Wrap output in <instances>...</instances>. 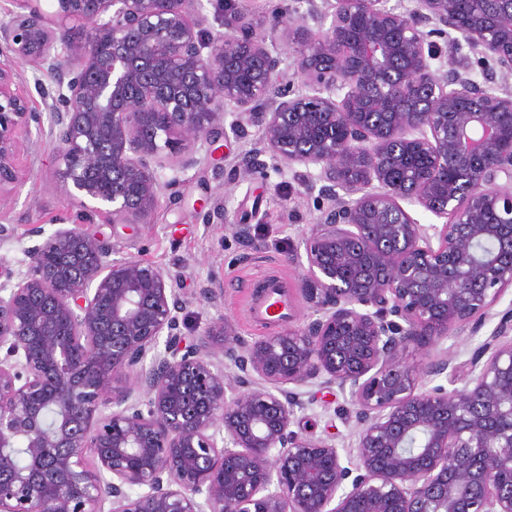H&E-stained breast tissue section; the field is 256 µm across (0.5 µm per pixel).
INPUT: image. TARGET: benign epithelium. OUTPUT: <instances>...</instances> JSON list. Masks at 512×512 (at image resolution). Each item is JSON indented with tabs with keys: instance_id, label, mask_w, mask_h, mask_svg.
Returning a JSON list of instances; mask_svg holds the SVG:
<instances>
[{
	"instance_id": "1",
	"label": "benign epithelium",
	"mask_w": 512,
	"mask_h": 512,
	"mask_svg": "<svg viewBox=\"0 0 512 512\" xmlns=\"http://www.w3.org/2000/svg\"><path fill=\"white\" fill-rule=\"evenodd\" d=\"M31 2L0 23V191L20 183L17 131L49 136L81 223L32 227L0 281V512H512V310L464 365L409 359L475 335L512 288L486 248L512 250V0H306L316 33L281 8L259 29L237 0ZM249 126L230 177L267 155L317 193L285 255L314 318L251 343L220 318L188 341L181 275L81 224L151 223L178 173ZM201 220L266 247L221 200ZM317 382L348 397L345 456L291 429Z\"/></svg>"
}]
</instances>
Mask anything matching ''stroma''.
<instances>
[{"label": "stroma", "instance_id": "stroma-1", "mask_svg": "<svg viewBox=\"0 0 512 512\" xmlns=\"http://www.w3.org/2000/svg\"><path fill=\"white\" fill-rule=\"evenodd\" d=\"M56 152L57 144L49 137L19 143L16 165L21 185L0 201V224L12 231L11 240L0 244V256L7 259L12 270L25 266V250L35 243L29 234L32 225H40L50 233L63 218L76 215V207L67 205L60 190L54 168ZM179 179L175 194L162 199L151 224L116 230L111 217L101 214L86 225V232L112 236L125 256L182 274L186 307L180 315V329L184 336H193L220 317L249 342L303 324L312 308L300 292L301 270L286 264L282 255L298 243L317 211L295 171L271 168L266 175L242 176L229 184L222 164L213 161L181 173ZM219 198L231 218H247L254 234L267 240L266 250L256 252L242 247L225 235L223 227L201 223L200 213ZM211 278L224 289V298L217 306L198 293L200 285ZM270 283L277 284L288 298L284 319L255 312L264 286ZM510 308L511 291L492 308L476 335L442 340V347L455 352L457 363H466ZM343 402L339 395L317 394L314 403L299 413L295 430L322 437L331 434L337 447L347 446L351 430L334 415L335 408Z\"/></svg>", "mask_w": 512, "mask_h": 512}]
</instances>
